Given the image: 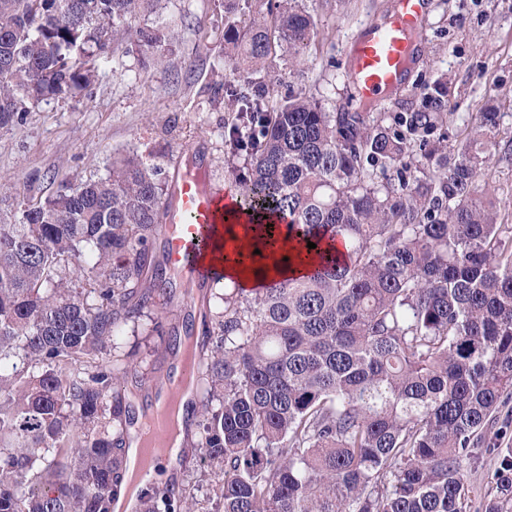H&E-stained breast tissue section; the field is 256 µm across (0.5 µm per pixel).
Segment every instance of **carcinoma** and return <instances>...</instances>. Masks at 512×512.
Here are the masks:
<instances>
[{
	"label": "carcinoma",
	"mask_w": 512,
	"mask_h": 512,
	"mask_svg": "<svg viewBox=\"0 0 512 512\" xmlns=\"http://www.w3.org/2000/svg\"><path fill=\"white\" fill-rule=\"evenodd\" d=\"M149 2L0 0V126L90 90L127 39L170 45L135 25ZM315 29L302 0L229 26L261 66L275 45L302 63ZM224 102L226 153L247 158L241 206L285 221L310 268L257 269L194 341L198 402L182 422L223 475L217 512H467L464 462L512 397V224L479 181L500 113L458 116L441 81L393 118L278 99L262 81L228 82ZM158 175L114 156L106 176L65 180L0 224V512H113L141 418L118 341L177 288L155 250ZM135 507L200 512L182 488L142 489Z\"/></svg>",
	"instance_id": "1"
}]
</instances>
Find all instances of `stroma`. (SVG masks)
<instances>
[{
  "instance_id": "1",
  "label": "stroma",
  "mask_w": 512,
  "mask_h": 512,
  "mask_svg": "<svg viewBox=\"0 0 512 512\" xmlns=\"http://www.w3.org/2000/svg\"><path fill=\"white\" fill-rule=\"evenodd\" d=\"M267 0H157L141 22L169 28L172 51L161 62L146 64L134 42L119 45L85 95L29 105L21 120L0 127V224L15 220L19 203L37 202L55 187L49 175L71 181L104 175L116 154H137L158 165L168 179L181 152L200 148L209 178L235 183L242 158L224 151V68L229 39L227 17L246 22L266 11ZM393 0H305L316 22L315 45L302 77L278 53L273 67L257 76L275 97L300 89L329 112H354L355 99L343 73L344 51L360 24L384 17ZM421 56L410 74L411 91L394 100L368 104V111L396 115L416 110L425 87L448 82L452 111L472 116L493 106L502 119L498 138L512 142V0H430L421 31ZM198 303L175 299L163 328L148 332L146 323L126 329L122 351H136L139 375L160 366L172 326ZM512 448V399L490 421L482 447L464 465L471 512H486L497 502L512 512V479L500 471L498 449Z\"/></svg>"
}]
</instances>
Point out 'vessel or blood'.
Here are the masks:
<instances>
[{"instance_id": "1", "label": "vessel or blood", "mask_w": 512, "mask_h": 512, "mask_svg": "<svg viewBox=\"0 0 512 512\" xmlns=\"http://www.w3.org/2000/svg\"><path fill=\"white\" fill-rule=\"evenodd\" d=\"M429 10V0H397V10L386 20L365 23L344 59V73L364 100H385L401 90L419 49L417 29ZM172 199L165 206L159 233L167 242L172 268L194 284L223 282L224 272L210 257L217 244L236 251L238 244L223 240L224 209L236 198L223 186L208 181L199 164L178 169L171 182ZM195 364L178 363L171 372L149 380L155 399L133 435L145 450L144 466L152 468L172 433L171 405L194 389Z\"/></svg>"}]
</instances>
